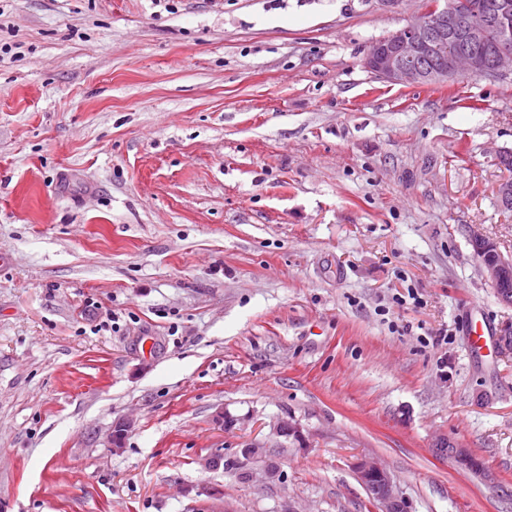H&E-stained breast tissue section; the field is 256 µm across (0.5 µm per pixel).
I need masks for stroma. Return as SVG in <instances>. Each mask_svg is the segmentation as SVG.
<instances>
[{
    "instance_id": "obj_1",
    "label": "stroma",
    "mask_w": 512,
    "mask_h": 512,
    "mask_svg": "<svg viewBox=\"0 0 512 512\" xmlns=\"http://www.w3.org/2000/svg\"><path fill=\"white\" fill-rule=\"evenodd\" d=\"M423 2L0 0V512H512V74L379 80ZM482 269L486 272L491 286L498 290L501 295V299L506 304H512V291L510 288H504L506 286L507 279L512 277V260L511 258H504L500 254V259L497 258H484L480 260ZM497 336L496 331L492 326L487 323L483 317L478 320H473L470 326V342L473 351L482 353L488 351L489 353H497ZM355 468L369 498L379 506V512H403V502L390 471L369 458L358 461Z\"/></svg>"
}]
</instances>
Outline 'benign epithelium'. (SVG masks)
<instances>
[{"instance_id": "7a95c632", "label": "benign epithelium", "mask_w": 512, "mask_h": 512, "mask_svg": "<svg viewBox=\"0 0 512 512\" xmlns=\"http://www.w3.org/2000/svg\"><path fill=\"white\" fill-rule=\"evenodd\" d=\"M494 31L499 40L496 52L487 57L474 51L486 44ZM436 52L441 53V63L427 66L426 60ZM365 66L394 85L442 84L462 75L496 78L512 72V0H497L491 10L466 0L449 6L434 0L377 41ZM480 265L503 302L512 304V291L506 289L512 260L483 257ZM356 473L379 512H403L394 477L384 466L364 458L357 462Z\"/></svg>"}]
</instances>
